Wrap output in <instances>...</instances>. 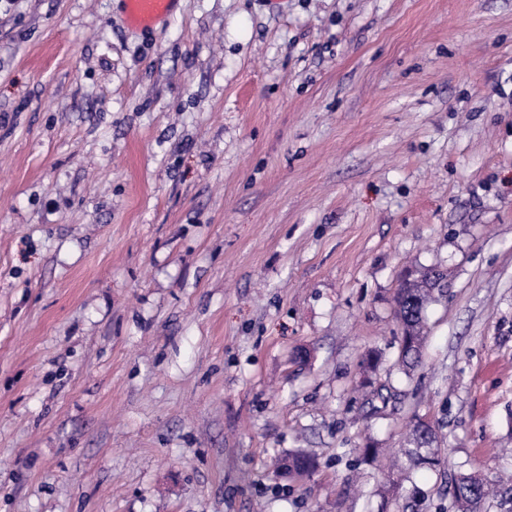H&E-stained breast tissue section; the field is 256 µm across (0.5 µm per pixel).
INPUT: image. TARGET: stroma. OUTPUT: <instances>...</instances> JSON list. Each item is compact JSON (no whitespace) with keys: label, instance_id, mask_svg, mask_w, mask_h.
I'll use <instances>...</instances> for the list:
<instances>
[{"label":"stroma","instance_id":"obj_1","mask_svg":"<svg viewBox=\"0 0 512 512\" xmlns=\"http://www.w3.org/2000/svg\"><path fill=\"white\" fill-rule=\"evenodd\" d=\"M418 417L447 465L385 498L360 450ZM468 473L512 512V0H0V512H457ZM178 0H124L130 23L139 28H150L169 15ZM439 290V274L434 269L406 274L397 289L396 313L402 327L397 362L406 373L421 362L426 338L424 311ZM315 467V462L302 453H295L285 458L280 464L279 470L289 477L303 476L308 474Z\"/></svg>","mask_w":512,"mask_h":512}]
</instances>
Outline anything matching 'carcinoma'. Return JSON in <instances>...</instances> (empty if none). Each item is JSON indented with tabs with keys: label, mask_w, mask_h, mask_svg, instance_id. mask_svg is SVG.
Returning a JSON list of instances; mask_svg holds the SVG:
<instances>
[{
	"label": "carcinoma",
	"mask_w": 512,
	"mask_h": 512,
	"mask_svg": "<svg viewBox=\"0 0 512 512\" xmlns=\"http://www.w3.org/2000/svg\"><path fill=\"white\" fill-rule=\"evenodd\" d=\"M439 291V274L433 269L408 273L397 289L396 313L402 327L398 364L407 373L421 363L425 343L424 311ZM437 442L435 427L424 421L410 430L406 444L398 449L396 462L409 470L419 465L440 469L447 465L446 458L434 448ZM315 462L302 453H295L280 464L283 473L290 477L303 476L313 470ZM489 485L476 475H463L454 489L457 512H477V506L492 495Z\"/></svg>",
	"instance_id": "1"
}]
</instances>
